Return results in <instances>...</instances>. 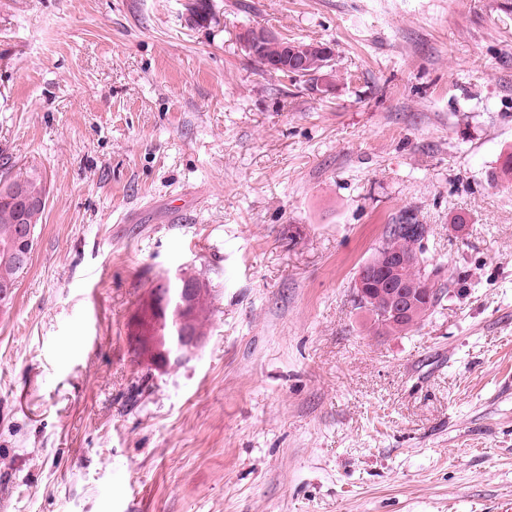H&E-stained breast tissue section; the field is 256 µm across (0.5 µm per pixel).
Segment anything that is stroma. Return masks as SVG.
Returning a JSON list of instances; mask_svg holds the SVG:
<instances>
[{
  "instance_id": "stroma-1",
  "label": "stroma",
  "mask_w": 512,
  "mask_h": 512,
  "mask_svg": "<svg viewBox=\"0 0 512 512\" xmlns=\"http://www.w3.org/2000/svg\"><path fill=\"white\" fill-rule=\"evenodd\" d=\"M186 3L0 0V162L48 197L0 313V512H512V0ZM248 28L333 48V91ZM405 210L444 298L378 336L352 284ZM180 268L205 340L139 362ZM260 46H258L262 41ZM277 39H280L284 42L285 47V64H276L271 66L272 70H282L287 74L293 75L292 73H288V71H295L299 74L306 72L305 68L307 66V55L314 50H318L325 57L332 58L334 56L333 50L322 43L318 42H305L302 43L309 45H303L298 42H293L288 39L280 38L275 33L270 31H243L239 34V41L247 51L251 50L255 53L248 52V55L254 57L257 61H259L262 65L266 66L267 63H275L282 62V58L284 57V49L283 43ZM146 299L144 298L139 306L142 309V316L137 329L142 336H149L156 348L163 345L170 336L169 316L165 313L161 301L157 309L153 306L144 307ZM205 336H201L196 331L183 329L176 338V344L170 349H161L160 352H154L150 360L154 366L169 367L184 362L187 357L195 353L203 343Z\"/></svg>"
}]
</instances>
